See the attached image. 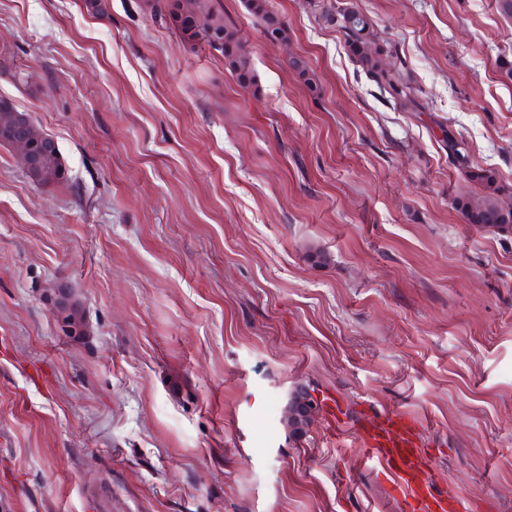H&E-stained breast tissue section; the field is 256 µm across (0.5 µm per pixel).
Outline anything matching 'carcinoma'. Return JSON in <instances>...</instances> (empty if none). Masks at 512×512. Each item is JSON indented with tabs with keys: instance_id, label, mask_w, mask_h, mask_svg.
Masks as SVG:
<instances>
[{
	"instance_id": "cac0c4a2",
	"label": "carcinoma",
	"mask_w": 512,
	"mask_h": 512,
	"mask_svg": "<svg viewBox=\"0 0 512 512\" xmlns=\"http://www.w3.org/2000/svg\"><path fill=\"white\" fill-rule=\"evenodd\" d=\"M193 12L184 14L171 11L175 28L188 38L200 37L211 47L224 53L225 65L235 73L239 85L248 90L255 85L256 75L248 53L237 37L234 28L224 23V15L212 10L210 0H191ZM248 10L263 22L265 37H274L281 41L288 39L284 23L266 8V0H247ZM206 19L200 25L195 22L198 17ZM344 33L350 54L366 70L370 80L380 91L392 98L401 100L410 98L411 87L403 77V73L390 67L373 48L374 36L368 18L353 8H343L330 15ZM448 158L463 169L467 176L483 188V193L473 199L461 203V210L471 224L495 227L512 224V206L503 205L499 200L500 187L497 186V175L491 169H474L470 167L469 155L465 142L455 137H448ZM28 178L38 186L56 185L65 180L60 152H49L42 158L37 168L21 162Z\"/></svg>"
}]
</instances>
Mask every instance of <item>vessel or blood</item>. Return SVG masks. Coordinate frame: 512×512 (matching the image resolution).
Segmentation results:
<instances>
[{"mask_svg":"<svg viewBox=\"0 0 512 512\" xmlns=\"http://www.w3.org/2000/svg\"><path fill=\"white\" fill-rule=\"evenodd\" d=\"M361 439L369 456L382 460L392 474V493L402 499L405 512H458V499L435 492L425 478L423 444L411 419L393 414L369 422Z\"/></svg>","mask_w":512,"mask_h":512,"instance_id":"b4317fda","label":"vessel or blood"}]
</instances>
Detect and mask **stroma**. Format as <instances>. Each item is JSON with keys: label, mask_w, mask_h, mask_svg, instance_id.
<instances>
[{"label": "stroma", "mask_w": 512, "mask_h": 512, "mask_svg": "<svg viewBox=\"0 0 512 512\" xmlns=\"http://www.w3.org/2000/svg\"><path fill=\"white\" fill-rule=\"evenodd\" d=\"M153 2L0 0V99L67 174L35 185L0 143V512H402L361 441L391 413L461 512H512V224L468 223L480 187L444 144L512 203V17L350 0L399 101L336 0H268L281 44L212 0L254 91ZM59 287L83 335L57 327ZM301 387L341 413L296 437ZM329 17L344 33L350 54L363 66L379 90L397 100H410L411 87L403 73L387 65L378 50L373 48L374 36L368 18L353 8L340 9Z\"/></svg>", "instance_id": "1"}]
</instances>
